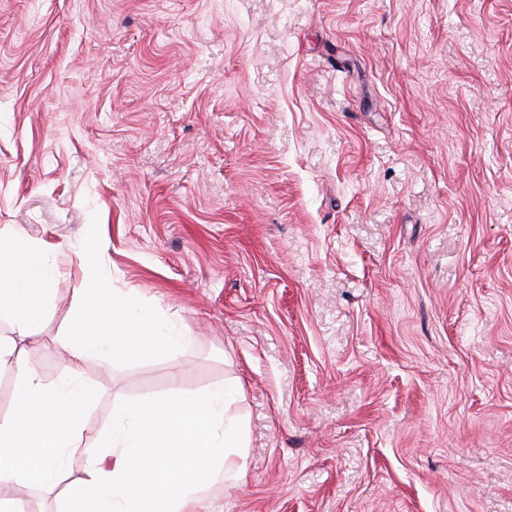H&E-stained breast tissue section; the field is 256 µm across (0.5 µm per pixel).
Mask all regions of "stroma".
Listing matches in <instances>:
<instances>
[{
	"mask_svg": "<svg viewBox=\"0 0 512 512\" xmlns=\"http://www.w3.org/2000/svg\"><path fill=\"white\" fill-rule=\"evenodd\" d=\"M13 236L47 385L93 282L181 339L89 432L238 382L205 512H512V0H0Z\"/></svg>",
	"mask_w": 512,
	"mask_h": 512,
	"instance_id": "1",
	"label": "stroma"
}]
</instances>
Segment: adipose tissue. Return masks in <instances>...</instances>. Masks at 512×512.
<instances>
[{
    "label": "adipose tissue",
    "mask_w": 512,
    "mask_h": 512,
    "mask_svg": "<svg viewBox=\"0 0 512 512\" xmlns=\"http://www.w3.org/2000/svg\"><path fill=\"white\" fill-rule=\"evenodd\" d=\"M37 247L31 241L0 239V313L18 318L21 329L44 304L46 281L31 271ZM91 304L74 308L71 319L75 339L67 343L71 369H78L85 355L100 351L107 358H128L143 346L171 353L174 336L154 333L155 320L145 315L128 320L120 298L101 284L90 290ZM18 371V407L0 419V488L25 480L53 485L64 454L80 451L94 457V464L74 485L66 512H202L201 487L211 474H223L235 483L246 477L245 433L233 409L232 384L201 398L149 394L125 406L120 419L122 438L109 445L87 434L78 380L50 387L24 363L18 344L0 340V364ZM178 435L203 454L191 465L192 478H181L182 466L174 457L153 454L156 437ZM109 465H102V458Z\"/></svg>",
    "instance_id": "1"
}]
</instances>
